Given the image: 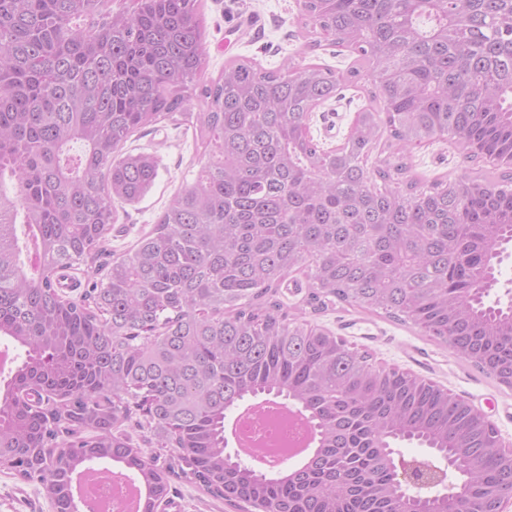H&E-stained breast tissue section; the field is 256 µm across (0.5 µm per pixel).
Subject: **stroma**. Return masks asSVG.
<instances>
[{"label":"stroma","mask_w":512,"mask_h":512,"mask_svg":"<svg viewBox=\"0 0 512 512\" xmlns=\"http://www.w3.org/2000/svg\"><path fill=\"white\" fill-rule=\"evenodd\" d=\"M208 50L204 76L217 78L231 59H247L274 70L283 64L303 66L325 64L344 71L355 60L350 51L335 47L306 46L307 28L298 0H197ZM253 14L263 22L257 32L240 28L241 17ZM369 103L368 90L319 106L312 112L310 130L324 147L340 145L348 136L358 110ZM127 149L155 156L159 176L148 194L133 205H119V221L108 236L113 252L129 248L151 228L164 207L184 181L192 180L208 156L194 139L192 130L161 120L154 127L134 134ZM411 174L421 188L433 181L457 178L463 170L479 174L490 163L480 159L465 163L461 149L451 140L413 148ZM307 279L290 275L279 290L278 299L291 317L307 321L338 336L368 355L371 363L393 368L434 383L463 398L472 408L485 413L495 425L504 448H512V388L501 385L471 363L453 354L447 346L425 336L417 327L384 315L338 305L322 313L306 309ZM0 512H52L48 502L33 485L0 468ZM164 512H256L247 503L214 498L198 485L186 481L175 484L172 504Z\"/></svg>","instance_id":"obj_1"}]
</instances>
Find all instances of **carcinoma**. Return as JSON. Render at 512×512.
Instances as JSON below:
<instances>
[{"instance_id":"carcinoma-1","label":"carcinoma","mask_w":512,"mask_h":512,"mask_svg":"<svg viewBox=\"0 0 512 512\" xmlns=\"http://www.w3.org/2000/svg\"><path fill=\"white\" fill-rule=\"evenodd\" d=\"M103 2L0 0V345L15 352L0 379V467L54 512H81L75 478L106 479L112 463L145 488L139 512H157L180 478L264 512H398L410 503L395 497L389 448L407 439L467 480L456 502L416 512L496 509L512 468L483 424L442 388L289 318L276 295L302 272L315 312L385 314L512 375V290L484 301L512 241V173L420 190L400 179L404 155L365 165L384 134L512 163V0H301L359 67L232 60L208 82L196 0ZM358 76L380 107L328 151L302 129ZM194 95L206 111H189ZM165 118L192 125L208 158L114 256L115 203L159 175L154 156L123 145ZM80 270L97 279L71 298ZM259 395L311 418L306 465L268 477L227 451V413ZM135 416L170 453L131 445Z\"/></svg>"}]
</instances>
